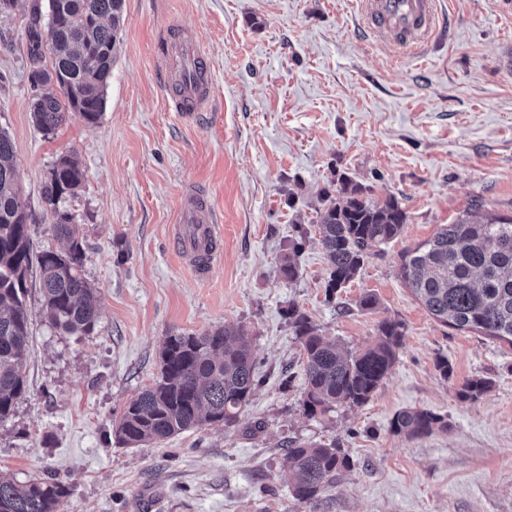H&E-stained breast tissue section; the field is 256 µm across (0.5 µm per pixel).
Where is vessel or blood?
I'll return each mask as SVG.
<instances>
[{"label":"vessel or blood","instance_id":"vessel-or-blood-1","mask_svg":"<svg viewBox=\"0 0 512 512\" xmlns=\"http://www.w3.org/2000/svg\"><path fill=\"white\" fill-rule=\"evenodd\" d=\"M360 6L372 30L393 32L404 46L425 42L436 25V0H360ZM158 63L176 79L167 98L172 111L189 121L210 110L211 87L206 79L209 61L196 40L188 37L164 43ZM179 217L190 228L175 230L173 245L198 278H207L218 255L220 219L194 189L184 193Z\"/></svg>","mask_w":512,"mask_h":512}]
</instances>
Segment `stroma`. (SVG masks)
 Returning a JSON list of instances; mask_svg holds the SVG:
<instances>
[{
  "instance_id": "35a3bbf8",
  "label": "stroma",
  "mask_w": 512,
  "mask_h": 512,
  "mask_svg": "<svg viewBox=\"0 0 512 512\" xmlns=\"http://www.w3.org/2000/svg\"><path fill=\"white\" fill-rule=\"evenodd\" d=\"M438 2L449 33L402 52L391 36L366 37L355 0H124L99 123L73 117L50 134L31 114L32 0L0 15V131L35 217L33 249L60 246L41 193L54 161L74 156L85 178L63 206L101 305L92 334H60L30 274L26 391L0 422V473L56 474L69 488L64 512H512V346L443 326L400 270L465 210L512 212V66L502 57L512 12L498 0ZM172 25L211 60L214 109L192 122L168 108L158 67ZM342 176L373 201L397 199L407 221L330 299L317 210ZM191 187L223 217L221 257L204 280L171 243ZM292 252L300 274L290 282L280 261ZM367 293L370 311L358 306ZM292 305L354 351L382 321L403 323L398 357L367 403L304 413ZM224 324L247 328L262 378L236 422L116 444L112 422L152 384L166 336ZM474 377L491 389L459 399ZM406 409L447 417V431L396 433ZM292 440L339 444L351 462L311 503L295 501L282 475Z\"/></svg>"
}]
</instances>
